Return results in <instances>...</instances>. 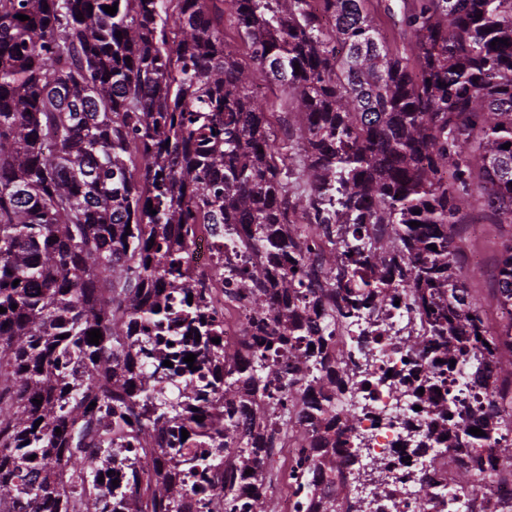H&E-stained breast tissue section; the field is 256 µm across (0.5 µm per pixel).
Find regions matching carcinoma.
<instances>
[{
  "instance_id": "1",
  "label": "carcinoma",
  "mask_w": 512,
  "mask_h": 512,
  "mask_svg": "<svg viewBox=\"0 0 512 512\" xmlns=\"http://www.w3.org/2000/svg\"><path fill=\"white\" fill-rule=\"evenodd\" d=\"M226 3L247 62L224 40ZM260 82L300 110L285 144ZM508 142L512 0H0V512H188L190 494L270 512L265 461L290 439L305 508L363 512L340 491L355 461L293 419L336 426V385L355 377L325 344L336 304L385 306L389 277L429 324L407 344L437 370L465 364L495 397L478 426L512 430V236L493 274L508 315L491 324L453 234L512 226ZM199 224L252 254L213 276L238 285L229 302L253 300L265 350L212 342L211 289L187 265ZM307 336L320 347L292 370L267 357ZM285 378L288 402H241ZM493 452L512 480V443ZM114 463L119 485L99 482ZM442 464L470 482L453 454Z\"/></svg>"
}]
</instances>
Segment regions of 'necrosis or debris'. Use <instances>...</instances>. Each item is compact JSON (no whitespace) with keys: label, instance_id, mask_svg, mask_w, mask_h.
<instances>
[{"label":"necrosis or debris","instance_id":"1","mask_svg":"<svg viewBox=\"0 0 512 512\" xmlns=\"http://www.w3.org/2000/svg\"><path fill=\"white\" fill-rule=\"evenodd\" d=\"M424 326L423 315L405 294L398 304L357 318L338 317L336 341L360 368L357 384H342L336 392L338 405L354 417L352 424L340 426L336 442L337 460H359L348 488L366 503L367 512H512V482L500 485L495 497L481 494L482 486L496 478L489 453L496 439L456 449L472 474L464 487H455L441 465L440 430L457 427L464 412L487 409L491 396L458 370L437 374L407 346L405 336L423 332ZM421 385L446 394L448 421L438 420L429 401L419 400ZM294 464L295 451L288 448L267 465L274 512H294L287 483Z\"/></svg>","mask_w":512,"mask_h":512}]
</instances>
